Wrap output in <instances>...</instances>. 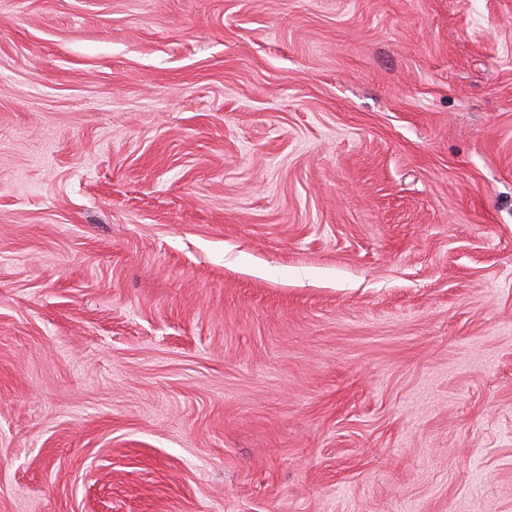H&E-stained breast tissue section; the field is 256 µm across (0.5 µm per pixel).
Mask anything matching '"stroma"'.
Listing matches in <instances>:
<instances>
[{
	"label": "stroma",
	"instance_id": "obj_1",
	"mask_svg": "<svg viewBox=\"0 0 512 512\" xmlns=\"http://www.w3.org/2000/svg\"><path fill=\"white\" fill-rule=\"evenodd\" d=\"M512 512V0H0V512Z\"/></svg>",
	"mask_w": 512,
	"mask_h": 512
}]
</instances>
